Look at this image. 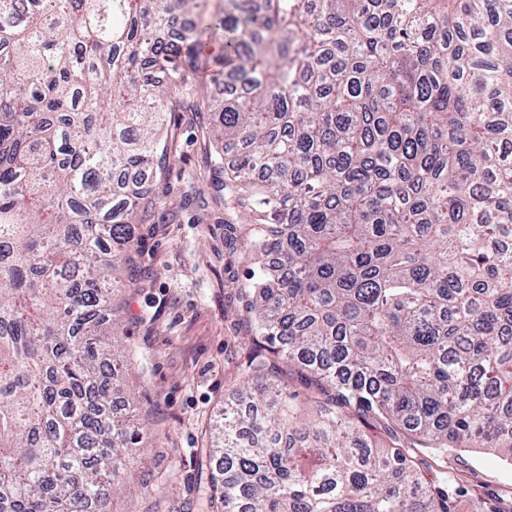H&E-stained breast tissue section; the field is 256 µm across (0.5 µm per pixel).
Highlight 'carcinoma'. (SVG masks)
Masks as SVG:
<instances>
[{
	"mask_svg": "<svg viewBox=\"0 0 512 512\" xmlns=\"http://www.w3.org/2000/svg\"><path fill=\"white\" fill-rule=\"evenodd\" d=\"M199 2L0 0V512L124 486L96 328L174 194V112L259 270L208 508L448 512L411 449L512 450V0H221L208 60Z\"/></svg>",
	"mask_w": 512,
	"mask_h": 512,
	"instance_id": "1",
	"label": "carcinoma"
}]
</instances>
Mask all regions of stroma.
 <instances>
[{
	"mask_svg": "<svg viewBox=\"0 0 512 512\" xmlns=\"http://www.w3.org/2000/svg\"><path fill=\"white\" fill-rule=\"evenodd\" d=\"M178 200L160 204L157 223L140 227L141 289L110 290L99 327L139 353L143 374L113 390V410L132 413L143 467L128 471L112 512H206L210 430L254 348L246 303L251 266L227 242L224 204L204 163L198 124L177 113ZM423 482L450 490L449 512H512V458L458 451L440 464L415 453Z\"/></svg>",
	"mask_w": 512,
	"mask_h": 512,
	"instance_id": "stroma-1",
	"label": "stroma"
}]
</instances>
